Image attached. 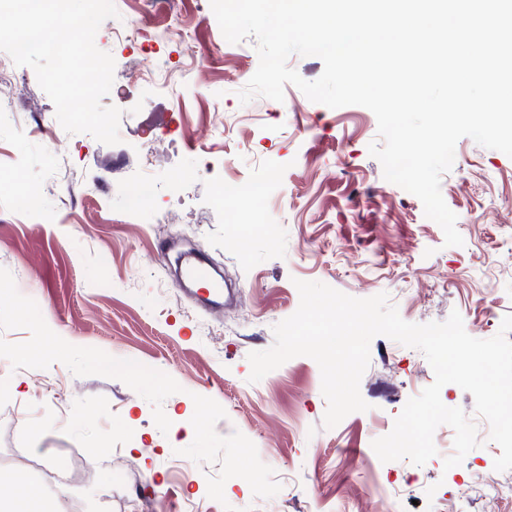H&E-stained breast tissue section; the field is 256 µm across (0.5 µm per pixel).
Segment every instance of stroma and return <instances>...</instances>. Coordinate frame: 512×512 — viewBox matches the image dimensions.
I'll list each match as a JSON object with an SVG mask.
<instances>
[{
  "label": "stroma",
  "instance_id": "1",
  "mask_svg": "<svg viewBox=\"0 0 512 512\" xmlns=\"http://www.w3.org/2000/svg\"><path fill=\"white\" fill-rule=\"evenodd\" d=\"M176 9L199 26L192 63L169 95L135 75L157 56L177 63L178 44L142 53L113 42L108 20L96 34L115 78L131 83L128 98L102 100L123 112L119 144L61 128L42 136L55 108L30 67L14 69L22 89L0 94V267L67 342L174 378L181 390L163 402L172 425L161 432L152 405L120 380L77 376L56 362L38 388L30 369L0 357V472L9 471L14 449H29L26 473L49 491L52 512H62L66 498L82 512H102L107 493L112 512H131L145 497L154 512H512V470H495L501 449L484 419L476 421L479 447L450 469L444 459L454 431L446 425L425 465L384 463L374 452L373 440L434 380L419 350L373 338L360 382L369 408L331 429L313 359L292 358L256 383L247 359L270 348L274 325L297 310L298 279L357 298L387 293L410 323L442 322L456 311L469 335H496L512 314V158L458 141L441 193L464 243L445 246L421 201L390 188L370 155L378 138L371 110L331 109L290 84L283 101L241 103L259 63L255 38L229 43L198 0H176ZM160 112L173 115L188 142L157 152L145 173L137 159ZM144 174L157 193L135 207L125 192ZM237 179L264 185L265 194L260 208L233 216L219 191ZM183 241L230 278L231 308L214 313L177 287L159 251ZM196 394L224 408L219 435L238 431L255 444L281 485L276 496L258 499L234 477L224 502L208 497L219 463L197 471L179 454L194 438ZM87 457L93 470L81 466ZM64 471L72 480L56 484Z\"/></svg>",
  "mask_w": 512,
  "mask_h": 512
}]
</instances>
